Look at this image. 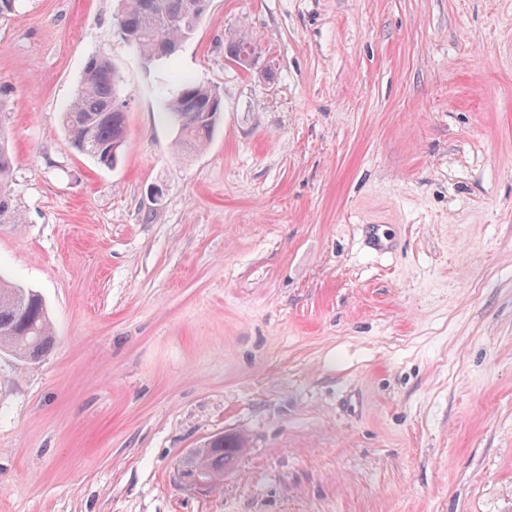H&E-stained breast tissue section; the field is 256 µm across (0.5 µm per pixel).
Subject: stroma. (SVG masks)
Returning a JSON list of instances; mask_svg holds the SVG:
<instances>
[{
  "instance_id": "stroma-1",
  "label": "stroma",
  "mask_w": 512,
  "mask_h": 512,
  "mask_svg": "<svg viewBox=\"0 0 512 512\" xmlns=\"http://www.w3.org/2000/svg\"><path fill=\"white\" fill-rule=\"evenodd\" d=\"M116 13L0 18V274L56 336L0 354V512H512V0H210L151 67ZM95 55L128 102L111 168L59 124ZM184 77L224 98L191 157ZM222 432L249 441L223 483L182 485ZM12 170L13 157L3 126H0V224H19L22 219L13 204L10 185Z\"/></svg>"
}]
</instances>
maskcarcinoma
I'll return each mask as SVG.
<instances>
[{
  "instance_id": "cac0c4a2",
  "label": "carcinoma",
  "mask_w": 512,
  "mask_h": 512,
  "mask_svg": "<svg viewBox=\"0 0 512 512\" xmlns=\"http://www.w3.org/2000/svg\"><path fill=\"white\" fill-rule=\"evenodd\" d=\"M208 0H119L117 26L128 32L145 64L174 56L192 39L207 9ZM233 60L256 53V45L245 38L224 46ZM119 78L108 58L93 56L86 63L77 91L61 113L60 123L70 145L103 167L113 166L127 142L126 110L113 109L120 99ZM220 91L213 85L183 80L178 93L167 103V115L177 127L174 148L180 153L196 152L211 140L223 115ZM13 157L0 126V224H18L21 214L13 204L11 176ZM53 348V333L42 298L33 290L16 288L0 277V352L35 362ZM240 434H218L192 450L181 468L189 473L203 471L211 487L224 481L243 448Z\"/></svg>"
}]
</instances>
